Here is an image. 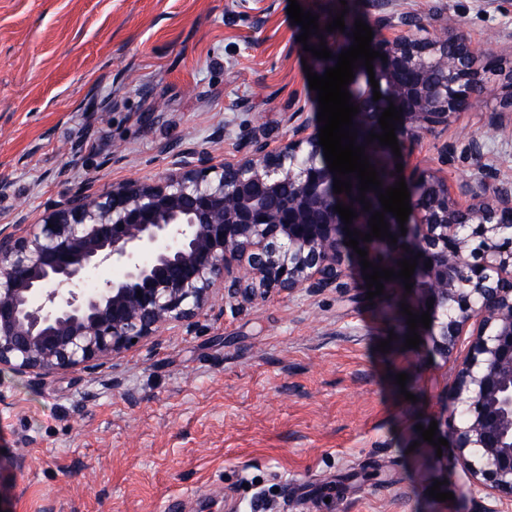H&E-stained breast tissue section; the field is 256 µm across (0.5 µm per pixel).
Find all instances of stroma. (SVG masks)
<instances>
[{
	"label": "stroma",
	"mask_w": 512,
	"mask_h": 512,
	"mask_svg": "<svg viewBox=\"0 0 512 512\" xmlns=\"http://www.w3.org/2000/svg\"><path fill=\"white\" fill-rule=\"evenodd\" d=\"M471 39L512 36V0H358ZM289 0H0V225L88 181L154 180L187 142L238 156L288 115L318 128ZM223 137H216V129ZM362 269L342 288L200 318L117 360L118 386L76 368L0 369V502L13 512H474L441 416L454 366L390 339ZM388 352H380V341ZM407 374L405 385L395 382ZM24 468H17V458ZM452 497L431 498L434 482Z\"/></svg>",
	"instance_id": "stroma-1"
}]
</instances>
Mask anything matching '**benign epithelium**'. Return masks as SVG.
I'll return each mask as SVG.
<instances>
[{"label":"benign epithelium","mask_w":512,"mask_h":512,"mask_svg":"<svg viewBox=\"0 0 512 512\" xmlns=\"http://www.w3.org/2000/svg\"><path fill=\"white\" fill-rule=\"evenodd\" d=\"M378 27L405 32L371 43L387 56L372 61L381 99L373 100L366 67L354 70V123L376 122L392 103L402 109L395 132L411 145L474 101L499 96L485 74L498 65L500 41L475 43L421 17L385 15ZM309 128L293 112L288 140L274 144L258 129L249 155L220 165L188 145L171 154L169 172L155 181L102 190L88 183L48 202L29 231L23 215L1 225L0 367L36 380L76 367L95 372L172 325L190 335L199 315H224L218 297L251 302L343 287L353 251L344 228L370 232L368 220L382 206L372 191L365 192L368 211L359 191L334 193V173ZM482 129V140L458 135L474 157L485 141L512 132V90ZM407 179L415 199L406 235L387 212L397 243L374 238L359 248L397 272L398 261L417 259L411 293L400 278L384 289L412 313H430V328L418 331L432 353L448 359L459 338L470 336L448 388L443 435L488 497L512 502V224L496 221L512 213V188L491 172L454 179L416 166ZM339 203L353 206L352 224L335 211ZM105 267L121 275L81 288L89 272Z\"/></svg>","instance_id":"7a95c632"}]
</instances>
